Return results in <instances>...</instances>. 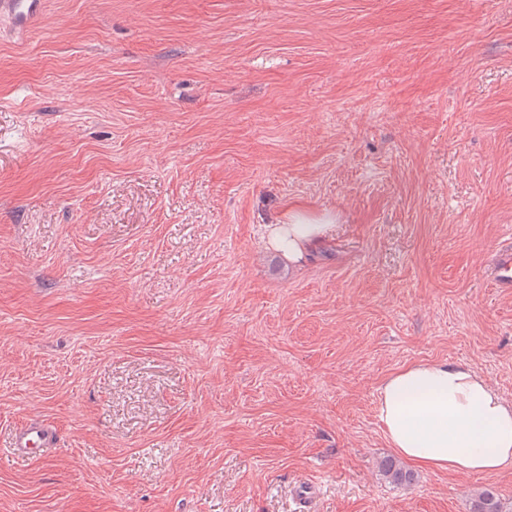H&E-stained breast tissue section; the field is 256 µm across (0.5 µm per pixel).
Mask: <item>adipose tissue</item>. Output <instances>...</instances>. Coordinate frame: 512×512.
<instances>
[{
	"label": "adipose tissue",
	"instance_id": "adipose-tissue-1",
	"mask_svg": "<svg viewBox=\"0 0 512 512\" xmlns=\"http://www.w3.org/2000/svg\"><path fill=\"white\" fill-rule=\"evenodd\" d=\"M335 219L298 208L267 227V241L295 262L321 243ZM379 418L392 447L424 469L493 473L512 467V405L471 368L419 363L391 374Z\"/></svg>",
	"mask_w": 512,
	"mask_h": 512
}]
</instances>
